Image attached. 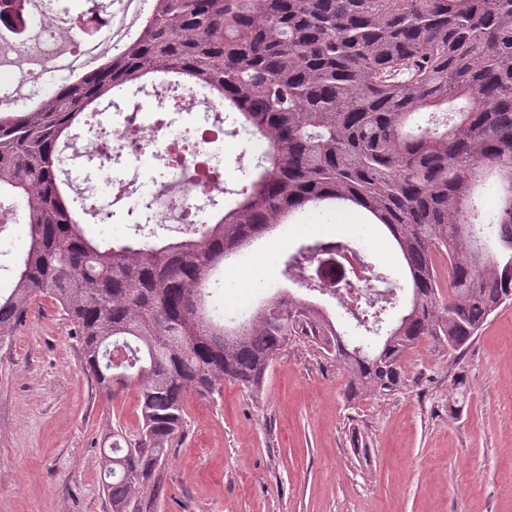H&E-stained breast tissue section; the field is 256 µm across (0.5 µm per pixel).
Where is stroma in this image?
I'll list each match as a JSON object with an SVG mask.
<instances>
[{
	"instance_id": "35a3bbf8",
	"label": "stroma",
	"mask_w": 512,
	"mask_h": 512,
	"mask_svg": "<svg viewBox=\"0 0 512 512\" xmlns=\"http://www.w3.org/2000/svg\"><path fill=\"white\" fill-rule=\"evenodd\" d=\"M325 238L351 240L399 277L386 230L356 207L318 209L226 262L225 308L288 287V256ZM70 329L42 296L0 350V512H111L103 450L113 427L136 428L137 389L101 391ZM404 370L400 390L354 403L336 360L291 337L260 390L227 382L188 397L156 512H512V304L463 353L423 344ZM460 375L467 392L453 412Z\"/></svg>"
}]
</instances>
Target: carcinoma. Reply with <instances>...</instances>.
<instances>
[{"instance_id": "carcinoma-1", "label": "carcinoma", "mask_w": 512, "mask_h": 512, "mask_svg": "<svg viewBox=\"0 0 512 512\" xmlns=\"http://www.w3.org/2000/svg\"><path fill=\"white\" fill-rule=\"evenodd\" d=\"M159 75L202 89L235 114L230 135L267 143L209 222L182 239L114 245L86 235L63 154L102 106ZM427 114L424 123L415 115ZM498 185L483 223L478 199ZM512 0H152L138 34L97 68L25 112H0V197L26 200L27 252L0 293V349L47 296L73 325L86 369L113 397L130 385L139 423L103 450L112 512H154L185 402L224 382L254 390L290 337L311 336L345 370L347 395H385L424 341L467 348L512 301ZM355 206L394 240L407 301L371 354L331 318L284 290L246 318L212 315L207 288L224 261L311 209ZM345 245L317 240L288 257V280L338 296L336 266L312 259ZM373 323L396 294L365 299Z\"/></svg>"}]
</instances>
